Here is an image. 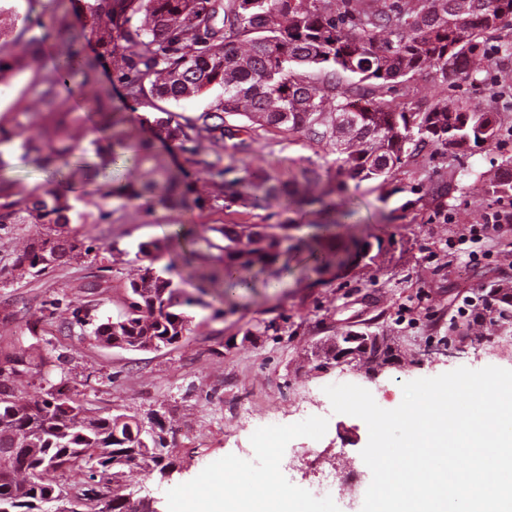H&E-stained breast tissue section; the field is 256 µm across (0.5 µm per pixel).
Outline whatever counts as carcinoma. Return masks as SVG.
Here are the masks:
<instances>
[{"mask_svg":"<svg viewBox=\"0 0 512 512\" xmlns=\"http://www.w3.org/2000/svg\"><path fill=\"white\" fill-rule=\"evenodd\" d=\"M11 0H0V82L11 80L27 57L15 52L22 44L35 56L54 55L52 71L37 96L45 107L44 137L26 139L22 147L52 179L17 197L15 184L0 176V224L38 223L53 229L70 222L73 210L63 179L78 174L93 184L108 169L140 164L151 146L136 140L111 112L108 100L93 92L98 61L110 58L130 99L149 101L153 115L141 118L165 139L193 157L212 182L224 190V175L237 171V155L250 143L228 124L243 117L252 131L277 129L300 136L335 156L336 191L347 181L386 184L411 158L429 154H458L494 142L501 120L490 108L444 98L413 110L388 94L410 89L413 77L431 69L442 83H473L487 71L491 59L486 37L497 36L505 49L512 40V0H470L460 15L456 0H93L87 5L98 51L85 53L84 32L67 19L57 18L55 35L33 34L29 16L19 17ZM79 76L81 102L74 104L62 89ZM219 87L223 96L194 117L171 112L157 102L198 97ZM81 112L98 118L102 131H112L109 145H96L101 162L90 166L75 153L71 123ZM229 164H224V159ZM235 182H247L277 199L286 211L320 204L352 216L346 201H325L329 191L314 192L322 173L331 169L308 161L288 181L264 169H243ZM488 192L512 197V157L490 180ZM149 208L185 206L180 181L161 165L155 166L139 191L128 196ZM342 224L315 225L316 233L294 246L286 224H266L264 232L246 240L234 239L224 226L196 239L198 248L182 257L190 264L205 262L211 251L224 253V266L201 278L196 290L219 279L230 288L251 287V272H270L274 281L290 271L291 253L307 255L312 270L345 266L356 257L373 263L372 244L340 232ZM191 233L179 227L139 245L148 261L138 280L129 284L125 311L116 320L95 325L92 336L110 345L114 339L167 346L184 336L189 317L181 311L197 302L169 277L176 267L154 264L170 254L173 240ZM65 237L49 233L20 255L16 267L40 276L61 264L89 255ZM39 372V364L24 351L0 361V512H43L48 501L59 512H93L98 488L134 469L164 470L165 439L123 414L102 416L50 384L32 401H21L10 382L18 375ZM85 463V490L68 498L63 489L44 479L51 470Z\"/></svg>","mask_w":512,"mask_h":512,"instance_id":"1","label":"carcinoma"}]
</instances>
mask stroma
<instances>
[{"label": "stroma", "instance_id": "obj_1", "mask_svg": "<svg viewBox=\"0 0 512 512\" xmlns=\"http://www.w3.org/2000/svg\"><path fill=\"white\" fill-rule=\"evenodd\" d=\"M488 45L494 54L485 82L446 85L427 69L415 75V92L404 102L423 108L452 97L491 105L501 113L498 142L456 159L416 157L387 185L364 181L349 188L357 234L381 245L376 263L320 276L297 268L275 288L266 287V273L253 272V289L231 296L232 313L216 316L215 297L188 307L189 331L176 345L125 350L91 334L94 325L123 312L129 282L144 264L139 243L163 237L175 224L199 235L222 224H287L300 238L310 225L331 223L332 215L313 206L287 212L271 199L256 208H214L215 190L190 155L160 144L142 167L158 163L178 174L185 207L148 212L118 196L102 198L95 186L77 187L71 222L60 232L86 245L97 242V255L34 278L14 261L44 238V225L0 224V350H27L41 365L40 373L14 381L15 393L30 398L51 382L101 414L156 421L168 442L169 472H131L124 488L134 501L150 496L156 512H179L181 490L190 484L207 490L215 469L253 473L241 460L254 451L252 432L271 418L284 433L274 455L287 462L281 480L289 493L308 497L333 469L356 467L364 472L356 490L340 486L316 503L320 512H361L372 479L361 457L366 423L334 413L313 437L296 426L324 387L358 385L390 410L403 399V383L459 367L512 369V320L500 322L498 309L487 312L482 333H459L492 285H512V223L491 224L501 199L484 190L485 179L512 156V55L496 52V40ZM52 67V55L40 56L0 85L1 124L19 122L27 136L40 134L36 91ZM97 87L129 121L145 114L126 97L109 60L97 68ZM310 159L323 164L329 157L306 139L264 131L238 164L284 176ZM0 176L28 191L46 179L17 139L0 145ZM443 181L452 183L451 193L433 196L432 184ZM77 308L89 325L76 322ZM347 330L387 336L403 355L401 366L376 377L355 364L318 367L316 347Z\"/></svg>", "mask_w": 512, "mask_h": 512}]
</instances>
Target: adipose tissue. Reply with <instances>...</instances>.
Segmentation results:
<instances>
[{
	"mask_svg": "<svg viewBox=\"0 0 512 512\" xmlns=\"http://www.w3.org/2000/svg\"><path fill=\"white\" fill-rule=\"evenodd\" d=\"M279 475L275 466L246 477L230 470L213 474L207 491L182 490V508L184 512H317L308 500L289 501Z\"/></svg>",
	"mask_w": 512,
	"mask_h": 512,
	"instance_id": "1",
	"label": "adipose tissue"
}]
</instances>
